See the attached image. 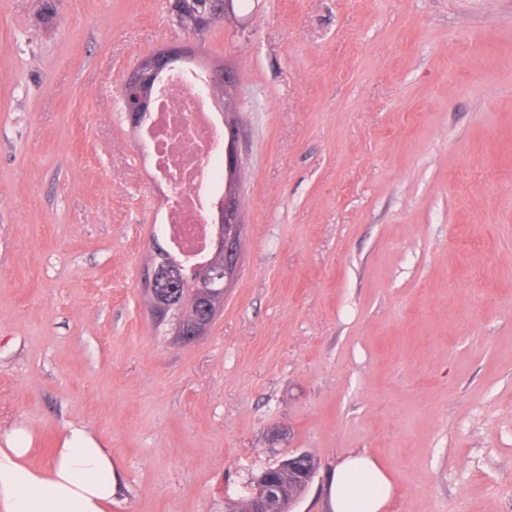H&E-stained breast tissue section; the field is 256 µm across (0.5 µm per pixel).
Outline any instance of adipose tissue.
<instances>
[{
  "label": "adipose tissue",
  "mask_w": 512,
  "mask_h": 512,
  "mask_svg": "<svg viewBox=\"0 0 512 512\" xmlns=\"http://www.w3.org/2000/svg\"><path fill=\"white\" fill-rule=\"evenodd\" d=\"M34 435L18 426L0 435V512H109L117 491L112 452L86 425L67 424L49 466L28 460ZM395 492L389 475L368 453L334 468L332 512H384Z\"/></svg>",
  "instance_id": "obj_1"
}]
</instances>
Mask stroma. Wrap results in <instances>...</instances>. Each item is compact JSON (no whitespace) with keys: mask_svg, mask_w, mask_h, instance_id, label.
<instances>
[{"mask_svg":"<svg viewBox=\"0 0 512 512\" xmlns=\"http://www.w3.org/2000/svg\"><path fill=\"white\" fill-rule=\"evenodd\" d=\"M0 0V434L112 450L111 512H225L295 450L376 457L386 512H512V0ZM188 44L242 93L240 271L209 333L140 287L175 202L120 110ZM186 1V14L188 17L193 15V12H198L195 4L205 3L208 0H185ZM233 0H210L208 6L196 13L195 17L189 23H185L182 19L184 14L183 0H171L170 12L175 18L176 22L195 33H202L210 28L212 25L223 22L227 12L232 9Z\"/></svg>","mask_w":512,"mask_h":512,"instance_id":"1","label":"stroma"}]
</instances>
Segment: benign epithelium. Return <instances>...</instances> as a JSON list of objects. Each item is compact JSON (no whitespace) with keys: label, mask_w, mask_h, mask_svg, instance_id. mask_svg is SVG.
Listing matches in <instances>:
<instances>
[{"label":"benign epithelium","mask_w":512,"mask_h":512,"mask_svg":"<svg viewBox=\"0 0 512 512\" xmlns=\"http://www.w3.org/2000/svg\"><path fill=\"white\" fill-rule=\"evenodd\" d=\"M233 0H208V6L196 13L186 23L183 0H170V12L182 27L202 33L212 25L224 21L227 12L232 9ZM192 51L185 46H165L139 60L127 74L120 89L123 112L133 128L140 127L153 109V97L160 75L178 61H189ZM221 87L220 115L224 123V193L215 203L216 233L212 240L215 251L224 254V265L190 264L182 260L169 265L166 253L158 250L152 264L143 271V291L151 298L150 314L158 323L167 322L171 326V336L178 344H188L205 335L224 306L226 289L237 277V254L243 235L241 215V179L243 163L240 148V105L238 86L231 71L224 67L212 71L209 91ZM183 272L203 282L205 287L204 303L201 310L192 319L177 303L162 302L155 293L157 280L172 272ZM288 468V475L307 490L318 469V459L307 451L294 453L279 463ZM281 486L271 480L266 473L253 482L248 512H273L275 504L281 500Z\"/></svg>","instance_id":"1"}]
</instances>
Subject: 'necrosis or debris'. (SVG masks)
Masks as SVG:
<instances>
[{
  "instance_id": "1",
  "label": "necrosis or debris",
  "mask_w": 512,
  "mask_h": 512,
  "mask_svg": "<svg viewBox=\"0 0 512 512\" xmlns=\"http://www.w3.org/2000/svg\"><path fill=\"white\" fill-rule=\"evenodd\" d=\"M204 69L178 65L158 89L152 133L146 138L155 169H167L184 187L162 216V231L177 258L196 260L209 254L211 229L206 222L213 200L224 190L223 162L217 148L224 127L215 115Z\"/></svg>"
}]
</instances>
